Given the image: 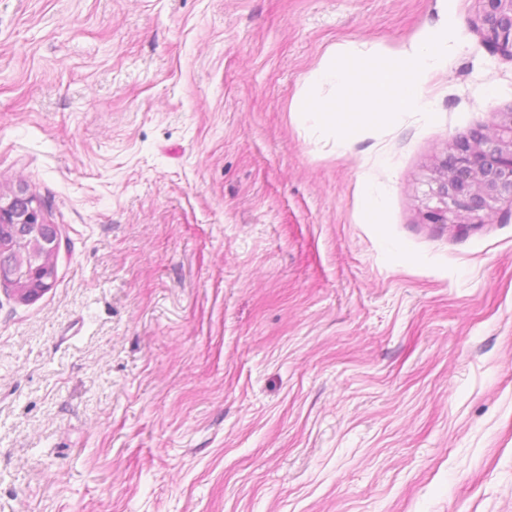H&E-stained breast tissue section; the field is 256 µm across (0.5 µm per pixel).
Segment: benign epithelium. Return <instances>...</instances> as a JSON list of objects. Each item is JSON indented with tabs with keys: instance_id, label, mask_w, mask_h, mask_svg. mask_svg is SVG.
Instances as JSON below:
<instances>
[{
	"instance_id": "benign-epithelium-1",
	"label": "benign epithelium",
	"mask_w": 512,
	"mask_h": 512,
	"mask_svg": "<svg viewBox=\"0 0 512 512\" xmlns=\"http://www.w3.org/2000/svg\"><path fill=\"white\" fill-rule=\"evenodd\" d=\"M484 44L492 53L512 58V0H484ZM430 196L436 205L427 207L432 224L466 227L479 212L489 215L504 198L512 201V113H504L492 132L454 143L449 159L438 165ZM44 223L40 204L25 189L0 204V224Z\"/></svg>"
}]
</instances>
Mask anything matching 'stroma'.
<instances>
[{
    "instance_id": "stroma-1",
    "label": "stroma",
    "mask_w": 512,
    "mask_h": 512,
    "mask_svg": "<svg viewBox=\"0 0 512 512\" xmlns=\"http://www.w3.org/2000/svg\"><path fill=\"white\" fill-rule=\"evenodd\" d=\"M482 0H0V512H512V201L431 169L512 111ZM448 55L408 112L296 110L336 45ZM2 224H45L41 206L24 188H20L7 205L0 204V269L3 268L12 278L22 239L26 234L31 235L32 230L18 231L13 226L2 227ZM12 282L15 288H29L13 278Z\"/></svg>"
}]
</instances>
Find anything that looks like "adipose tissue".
Here are the masks:
<instances>
[{
  "label": "adipose tissue",
  "mask_w": 512,
  "mask_h": 512,
  "mask_svg": "<svg viewBox=\"0 0 512 512\" xmlns=\"http://www.w3.org/2000/svg\"><path fill=\"white\" fill-rule=\"evenodd\" d=\"M347 53L346 47H339L335 57L324 61L314 78L340 83L347 99L353 102V109L315 100L307 101L305 107L331 123L355 128L379 112L413 109L424 94L420 77L433 67L438 51L417 42L398 50H380L366 64L354 69L337 67V58Z\"/></svg>",
  "instance_id": "ef3b65f1"
}]
</instances>
